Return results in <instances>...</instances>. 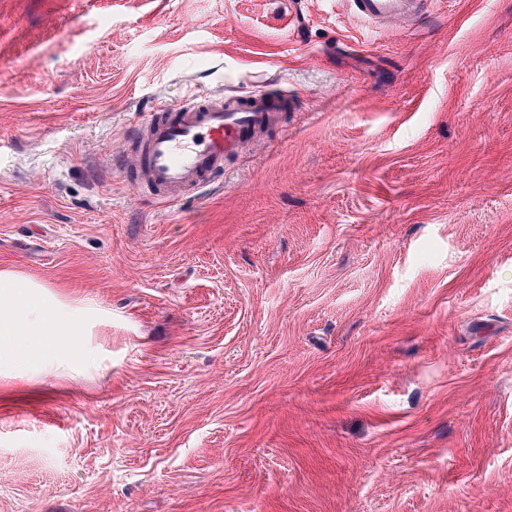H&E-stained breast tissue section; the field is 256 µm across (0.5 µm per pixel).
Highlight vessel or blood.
<instances>
[{"label":"vessel or blood","instance_id":"obj_1","mask_svg":"<svg viewBox=\"0 0 512 512\" xmlns=\"http://www.w3.org/2000/svg\"><path fill=\"white\" fill-rule=\"evenodd\" d=\"M434 0H349L352 13L373 28L399 22L415 30ZM285 95L257 91L246 96H191L144 113L128 132L130 151L113 169L138 193L171 202L207 187L240 154L275 125Z\"/></svg>","mask_w":512,"mask_h":512}]
</instances>
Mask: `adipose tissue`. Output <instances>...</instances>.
<instances>
[{
  "label": "adipose tissue",
  "instance_id": "ef3b65f1",
  "mask_svg": "<svg viewBox=\"0 0 512 512\" xmlns=\"http://www.w3.org/2000/svg\"><path fill=\"white\" fill-rule=\"evenodd\" d=\"M102 309L83 305L51 286L12 271L0 272V376L44 380L87 372L85 351Z\"/></svg>",
  "mask_w": 512,
  "mask_h": 512
}]
</instances>
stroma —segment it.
<instances>
[{
    "label": "stroma",
    "mask_w": 512,
    "mask_h": 512,
    "mask_svg": "<svg viewBox=\"0 0 512 512\" xmlns=\"http://www.w3.org/2000/svg\"><path fill=\"white\" fill-rule=\"evenodd\" d=\"M291 94L170 203L111 155ZM111 312L0 380V512H512V0H0V271ZM352 13L372 28L400 22L414 31L430 11L433 0H349Z\"/></svg>",
    "instance_id": "35a3bbf8"
}]
</instances>
